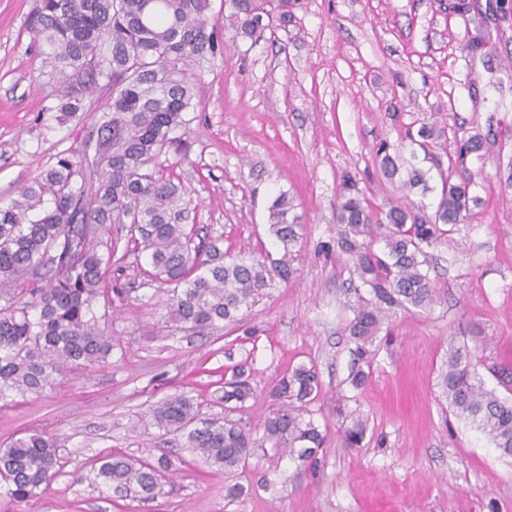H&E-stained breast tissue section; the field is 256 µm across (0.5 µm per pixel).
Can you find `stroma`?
<instances>
[{
    "instance_id": "1",
    "label": "stroma",
    "mask_w": 512,
    "mask_h": 512,
    "mask_svg": "<svg viewBox=\"0 0 512 512\" xmlns=\"http://www.w3.org/2000/svg\"><path fill=\"white\" fill-rule=\"evenodd\" d=\"M33 3L0 0V207L79 147L97 119L89 112L47 127L59 84L26 27ZM456 3L294 0L288 25L250 39L229 28L224 0H212L209 23L223 30L224 53L201 69V105L179 133L170 172L199 237L224 250L275 251L267 207L287 192L306 226L297 271L240 322L201 335L169 321L146 261L109 270L107 362L0 408V443L35 430L65 441L64 474L25 512H134L95 481L99 452L182 456L181 436L161 435L152 408L181 392L223 416L216 383L240 368L253 388L244 416L262 435L269 390L301 363L315 365L321 382L310 406L328 435L318 467L280 459L267 489L256 460L230 475L193 463L153 512H512V458L457 419L439 387L449 351L464 344L487 388L498 389L496 370H512V12L499 0H467L463 12ZM425 123L442 129V162L451 174L471 173L482 203L450 244L431 250L434 304L392 317L357 401L345 404L370 422L363 447L347 448L336 436V400L349 392L353 365L350 263L334 247L341 183L353 176L382 209L396 201L375 151ZM466 132L482 135V156L461 166L456 141ZM228 483L249 495L226 500Z\"/></svg>"
}]
</instances>
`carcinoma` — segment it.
<instances>
[{
	"label": "carcinoma",
	"mask_w": 512,
	"mask_h": 512,
	"mask_svg": "<svg viewBox=\"0 0 512 512\" xmlns=\"http://www.w3.org/2000/svg\"><path fill=\"white\" fill-rule=\"evenodd\" d=\"M290 0H228L236 33L253 37L274 19L288 22ZM211 0H36L29 29L46 48L44 64L62 89L49 120L64 125L85 114L86 98L104 78L111 94L79 150L55 157L40 177L0 208V407L17 395H39L57 378L105 362L112 341L100 326L98 303L112 304L102 283L129 257H145V274L170 287L168 318L199 333L235 322L239 313L296 273L295 247L304 237L301 217L285 192L268 207V231L281 246L277 258L227 254L187 228L189 203L182 186L165 173L174 133L200 106L203 63L224 52V36L208 26ZM433 125L408 129L398 145L383 142L375 156L385 178L401 191L426 186L414 164L430 163L440 177L436 207H374L349 175L336 206V249L352 263L356 299L346 331L357 361L371 366L375 342L399 310L425 309L437 288L424 266L427 249L449 241L453 226L480 204L472 177L452 180L433 148ZM483 138L459 140L461 159L475 155ZM382 247H377V243ZM439 385L453 415L485 433L501 455L512 457V401L489 390L463 346L450 351ZM214 403L228 413L252 395L244 373L222 382ZM321 392L317 369L301 364L270 390L271 409L260 438L248 422L228 415L203 417L184 394L152 409L153 425L184 439L191 460L231 473L267 449L299 467L315 466L326 435L308 405ZM368 419L357 411L338 428L344 444L362 446ZM60 438L36 431L0 444V498L29 504L50 490L63 472ZM95 478L125 499L151 510L173 483L172 461L154 462L112 451L99 454Z\"/></svg>",
	"instance_id": "obj_1"
}]
</instances>
